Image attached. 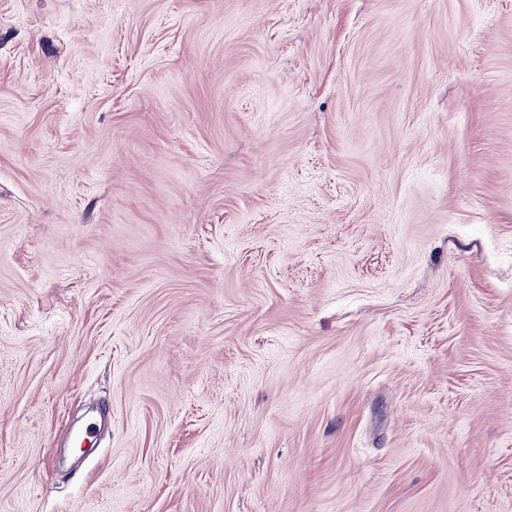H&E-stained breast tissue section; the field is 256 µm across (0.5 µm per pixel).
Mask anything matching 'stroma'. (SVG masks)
<instances>
[{"label":"stroma","mask_w":512,"mask_h":512,"mask_svg":"<svg viewBox=\"0 0 512 512\" xmlns=\"http://www.w3.org/2000/svg\"><path fill=\"white\" fill-rule=\"evenodd\" d=\"M0 512H512V0H0Z\"/></svg>","instance_id":"stroma-1"}]
</instances>
